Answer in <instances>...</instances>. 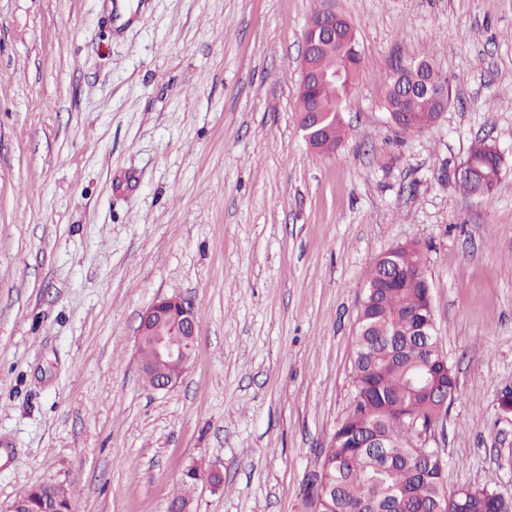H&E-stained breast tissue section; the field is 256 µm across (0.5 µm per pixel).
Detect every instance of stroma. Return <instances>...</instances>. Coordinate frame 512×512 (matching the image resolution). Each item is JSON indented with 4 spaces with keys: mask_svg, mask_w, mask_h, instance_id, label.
<instances>
[{
    "mask_svg": "<svg viewBox=\"0 0 512 512\" xmlns=\"http://www.w3.org/2000/svg\"><path fill=\"white\" fill-rule=\"evenodd\" d=\"M0 0V512L44 482L73 512H309L353 400L376 259L419 243L457 398L425 445L448 486L512 497V0ZM364 57L333 152L299 128L315 11ZM452 79L401 135L400 60ZM504 188L463 194L473 141ZM199 316L194 362L148 389L135 335L161 296ZM422 69L435 88L447 87L448 101L451 95L450 80L427 60L398 61L391 69L386 86V110L401 134L421 133L430 125L435 112L431 97L415 95L403 98L400 93L401 73L411 74Z\"/></svg>",
    "mask_w": 512,
    "mask_h": 512,
    "instance_id": "1",
    "label": "stroma"
}]
</instances>
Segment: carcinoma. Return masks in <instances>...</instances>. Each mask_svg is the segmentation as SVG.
<instances>
[{
  "instance_id": "obj_1",
  "label": "carcinoma",
  "mask_w": 512,
  "mask_h": 512,
  "mask_svg": "<svg viewBox=\"0 0 512 512\" xmlns=\"http://www.w3.org/2000/svg\"><path fill=\"white\" fill-rule=\"evenodd\" d=\"M318 63L325 70L341 68L348 73L343 89L312 92L320 98L323 111L332 113L324 147L329 153L346 135L340 113L350 99L363 58L353 57L339 42L326 48ZM419 68L434 87H450L448 77L428 61L397 62L388 76L385 102L391 122L403 134L423 132L435 113L431 97L401 96L400 75ZM489 146L484 139L477 141L470 157L482 161L489 190L495 191L501 188V179L495 177ZM394 251L400 280L394 285L385 282L386 268L375 262L358 311L351 409L336 428L303 495L305 504L319 512H354L362 505L367 512H391L393 508L396 512H432L446 502L456 503L457 490L448 488L441 477L442 455L423 460L408 440L416 422L427 424L435 418L430 393L422 386L409 385L426 350L422 345H403L399 360L387 359V337L411 335L413 326L406 321L407 314L432 304L420 247L403 243ZM71 500L69 489L42 483L23 495L24 512H70ZM463 508L464 512H512V498L484 487L465 495Z\"/></svg>"
}]
</instances>
